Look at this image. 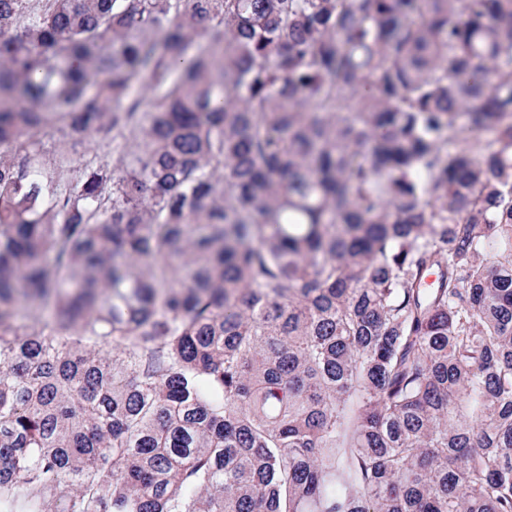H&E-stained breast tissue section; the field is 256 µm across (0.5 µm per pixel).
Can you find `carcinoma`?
Segmentation results:
<instances>
[{
    "mask_svg": "<svg viewBox=\"0 0 512 512\" xmlns=\"http://www.w3.org/2000/svg\"><path fill=\"white\" fill-rule=\"evenodd\" d=\"M0 512H512V0H0Z\"/></svg>",
    "mask_w": 512,
    "mask_h": 512,
    "instance_id": "cac0c4a2",
    "label": "carcinoma"
}]
</instances>
